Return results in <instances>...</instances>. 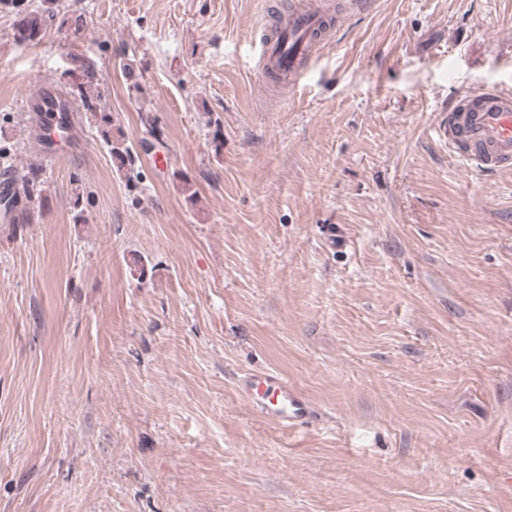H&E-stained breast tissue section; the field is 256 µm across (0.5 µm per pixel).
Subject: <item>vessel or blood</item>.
<instances>
[{
    "instance_id": "b4317fda",
    "label": "vessel or blood",
    "mask_w": 512,
    "mask_h": 512,
    "mask_svg": "<svg viewBox=\"0 0 512 512\" xmlns=\"http://www.w3.org/2000/svg\"><path fill=\"white\" fill-rule=\"evenodd\" d=\"M323 23L313 0L295 6L278 33L259 43L263 72L298 81L321 37ZM438 130L470 167L495 171L512 164V95L496 89L470 93L442 113ZM240 389L253 408L282 429L302 425L311 417L305 396L277 374L246 375Z\"/></svg>"
}]
</instances>
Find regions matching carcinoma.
<instances>
[{
    "label": "carcinoma",
    "instance_id": "1",
    "mask_svg": "<svg viewBox=\"0 0 512 512\" xmlns=\"http://www.w3.org/2000/svg\"><path fill=\"white\" fill-rule=\"evenodd\" d=\"M0 9L12 13L16 17L15 36L22 42L38 39L44 31L55 23L66 26L71 31L73 38L81 39L86 29V19L83 14L71 11L69 16L59 18V0H41L40 5L33 9L28 5V0H0ZM74 98L79 100L81 109L87 117L99 123L102 137L110 148L112 158L117 161L120 168H133L137 155L132 145L128 143L121 129L114 128L110 114L101 108V91L97 74L91 66L83 67V81L76 89L66 87L56 95L44 94L36 109L46 111L51 116L57 117V123L69 124L67 100ZM3 180L14 185V193L0 198L4 215L15 212L19 205H24L28 210V218H33L37 204L41 203V172L37 168H31L24 174L17 176L8 168L0 172Z\"/></svg>",
    "mask_w": 512,
    "mask_h": 512
}]
</instances>
